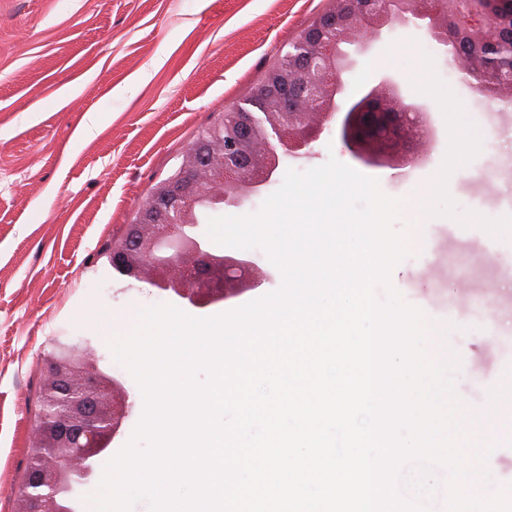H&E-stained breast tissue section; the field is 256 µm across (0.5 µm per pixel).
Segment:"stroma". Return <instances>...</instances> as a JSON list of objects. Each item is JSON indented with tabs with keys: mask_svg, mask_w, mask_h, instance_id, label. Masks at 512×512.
<instances>
[{
	"mask_svg": "<svg viewBox=\"0 0 512 512\" xmlns=\"http://www.w3.org/2000/svg\"><path fill=\"white\" fill-rule=\"evenodd\" d=\"M328 6V0H0V512H15L12 491L32 452L42 358L54 339H90L102 367L140 387L110 342L118 322L168 303L144 281L119 277L107 250L155 186L181 164L197 135L243 104L265 73ZM417 41L418 49L408 48ZM463 101L483 147L450 178L459 208L512 214V111L479 98L415 25L378 39L347 74V95L395 77L428 110L424 164L401 171L355 160L335 128L308 157L282 158L273 179L238 215L257 213L288 170L329 159L377 180L403 200L439 168L448 148L444 116L411 84L418 53ZM96 120L100 133L80 137ZM391 228L410 245L390 287L428 320L452 323L445 345L460 357L459 398L487 399L512 365V241H490L435 219L423 240L401 215ZM493 242V253L483 251ZM387 287V288H390ZM377 287L378 300L386 290ZM498 439L487 461L499 488L512 487V403L485 428Z\"/></svg>",
	"mask_w": 512,
	"mask_h": 512,
	"instance_id": "1",
	"label": "stroma"
}]
</instances>
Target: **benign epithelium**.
I'll use <instances>...</instances> for the list:
<instances>
[{"mask_svg":"<svg viewBox=\"0 0 512 512\" xmlns=\"http://www.w3.org/2000/svg\"><path fill=\"white\" fill-rule=\"evenodd\" d=\"M449 0H330L278 59L254 96L210 127L186 152L180 168L160 182L138 209L131 230L112 243L114 263L152 271L159 291L197 309L229 303L273 281L268 269L235 253L214 254L192 231L204 201L238 207L259 193L280 156L309 155L329 123L357 160L401 170L422 160L427 113L407 101L393 77L346 103L342 76L383 30L409 23L425 28L451 53L462 78L479 95L512 90V43L494 61L477 48L512 18V0H478L480 16L465 20L446 10ZM45 395L66 379L74 396L50 441L51 469L40 473L43 512H80L83 489L100 477L99 462L124 435L137 400L125 381L87 363L78 370L47 358Z\"/></svg>","mask_w":512,"mask_h":512,"instance_id":"1","label":"benign epithelium"}]
</instances>
